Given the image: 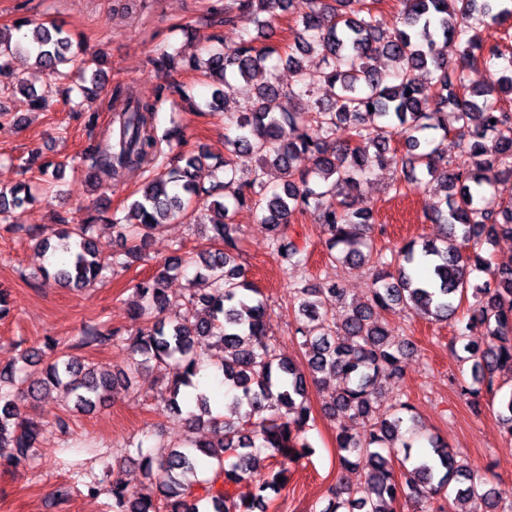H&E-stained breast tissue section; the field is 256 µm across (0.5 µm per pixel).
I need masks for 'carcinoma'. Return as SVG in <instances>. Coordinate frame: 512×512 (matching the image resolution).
Returning a JSON list of instances; mask_svg holds the SVG:
<instances>
[{
	"label": "carcinoma",
	"instance_id": "carcinoma-1",
	"mask_svg": "<svg viewBox=\"0 0 512 512\" xmlns=\"http://www.w3.org/2000/svg\"><path fill=\"white\" fill-rule=\"evenodd\" d=\"M293 0H237V14L224 9V22L248 19L269 40L276 34L277 12ZM401 27L385 30L367 0H312V10L296 19L294 41L283 50L276 45H255L244 38L227 48L222 37L211 34L201 54L181 48L163 50L149 58L162 73L197 71L220 86L231 79L249 84L258 74L264 79L251 89L244 107L226 116L234 135L225 140L227 155L213 164L222 177L211 174L206 186L200 173L209 155L185 153L181 164L164 165L162 145L181 146L186 127L176 117L163 135L157 134V114L163 99L177 95L192 112H222L224 98L216 91L211 100L197 103L185 85H161L154 98H142L130 87L117 86L112 96L125 99L118 127L107 126L97 142L86 149L88 178L98 189L110 190L126 176L151 171L138 199L119 216L105 200H97L87 217L65 224L50 236L39 227L16 225L42 249L59 256L54 269L44 268V280L64 288H88L103 278V271L148 259L146 247L162 225L205 212L214 247L197 258L178 255L159 265L149 278L133 285V325L125 333L86 327L72 344L58 348L42 362V351L20 354L21 365L0 373V465L17 468L35 455L42 425L22 415L18 397H34L51 387L73 395V409L87 412L104 405L109 389L127 385L153 362L166 371L168 382L160 401L194 430L209 424L212 436L191 440L163 460L153 461L143 443L125 448V454L143 466L145 475L159 488V499L138 497L124 486L112 487V512H268L270 499L263 492L278 491L277 479L286 477V464L311 448L304 434L312 421L308 384L326 378L339 381L333 401L324 411L334 418L349 413L371 423L369 433L356 438L346 430L336 434L339 463L344 469L363 468L366 482L352 490L343 482L329 489L322 512H396L399 499L414 504L416 512H448L450 504L464 502L463 512H496L506 492L489 485L456 453L431 438L432 454L412 458L404 481L395 476L394 456L404 424L415 417L399 411L376 415L380 379L401 377L402 360L415 351L414 344L393 335L373 315L414 311L431 321L454 315L457 303L472 295L464 327L453 337L463 362L472 363V385L460 387L463 397L485 392L499 397V416L512 435V390L498 382L502 372L512 373V265L490 268L484 246L501 238L512 239V200L488 201L487 187L512 181V113L502 102L512 100V59L501 71L489 74L486 83L466 82L464 70L482 53L505 56L501 45L486 43L482 31L502 25L512 17L504 0H403ZM14 29L18 39L0 28V85L15 87L22 80L13 62L26 54L36 68L55 77L38 92L29 91L31 105L41 109L48 100L62 96L70 111L80 113L87 126H98L94 104L106 83L97 60L82 59L81 46L63 26L22 19ZM313 55L316 67L304 64ZM394 63L388 72L376 65L379 57ZM292 68L296 80L285 86L276 75V64ZM91 85H86L87 73ZM436 86L435 93L428 83ZM334 90L331 100L316 97L321 87ZM351 130L341 141L336 131ZM401 143L403 179L392 185L418 189L434 183L443 197L429 215L440 225L439 242L411 240L398 251L395 270H381L375 288L363 301H347L346 288L335 279L320 288H299V311L304 317L296 328V341L304 349V362L277 354L267 335V303L246 278L238 262L240 225L236 216L250 211L268 225L273 254L287 266L306 261V248L288 239L284 228L296 213H312L326 236L328 260L338 267L374 263L387 265L374 252L368 238L372 209L354 207L362 177L381 164ZM466 152L471 164L462 170L444 165L448 153ZM255 157L257 165L244 173L234 157ZM314 157L313 171L298 174L293 163L300 155ZM273 170L278 183L264 180ZM33 199L32 187L23 182L8 192L0 190V219L25 208ZM117 233L123 251L102 257L97 239L107 231ZM194 266L208 287L190 291L173 304L164 284L170 274ZM475 271L490 278L471 286ZM482 329L484 339H471ZM122 342L130 349L127 368L113 373L85 365L71 349ZM224 350L221 382L233 392L234 417L214 414L209 397L198 391L196 378L206 368L205 352ZM274 463L260 483V494L239 501L230 487L252 476L262 450ZM216 468L210 478L196 479L201 461Z\"/></svg>",
	"mask_w": 512,
	"mask_h": 512
}]
</instances>
